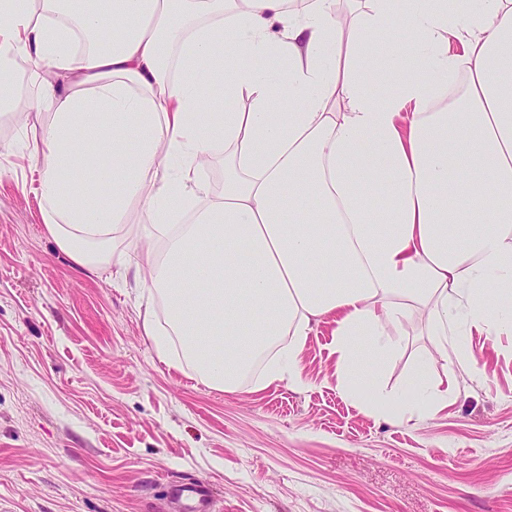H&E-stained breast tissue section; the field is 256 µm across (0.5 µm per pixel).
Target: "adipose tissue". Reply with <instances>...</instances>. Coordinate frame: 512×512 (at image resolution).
Here are the masks:
<instances>
[{"instance_id": "1", "label": "adipose tissue", "mask_w": 512, "mask_h": 512, "mask_svg": "<svg viewBox=\"0 0 512 512\" xmlns=\"http://www.w3.org/2000/svg\"><path fill=\"white\" fill-rule=\"evenodd\" d=\"M289 2L12 0L0 112L24 91L46 114V231L87 270L111 253L134 274L160 359L178 350L233 393L265 351L260 388L297 382L327 319L344 396L432 416L448 391L428 359L411 387L380 383L408 326L463 367L461 326L512 336V0H366L348 20L336 0ZM414 55L427 77L407 75ZM395 76L377 101L369 81ZM90 151L112 160L102 194ZM129 233L142 248L118 250Z\"/></svg>"}]
</instances>
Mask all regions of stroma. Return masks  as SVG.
<instances>
[{"label":"stroma","instance_id":"stroma-1","mask_svg":"<svg viewBox=\"0 0 512 512\" xmlns=\"http://www.w3.org/2000/svg\"><path fill=\"white\" fill-rule=\"evenodd\" d=\"M41 122L0 115V512H175L168 487L191 481L212 512H512V339L474 329L475 368L433 361L448 406L422 419L340 393L329 323L306 339L300 384L209 388L157 358L146 291L47 234ZM432 350L411 329L387 388Z\"/></svg>","mask_w":512,"mask_h":512}]
</instances>
